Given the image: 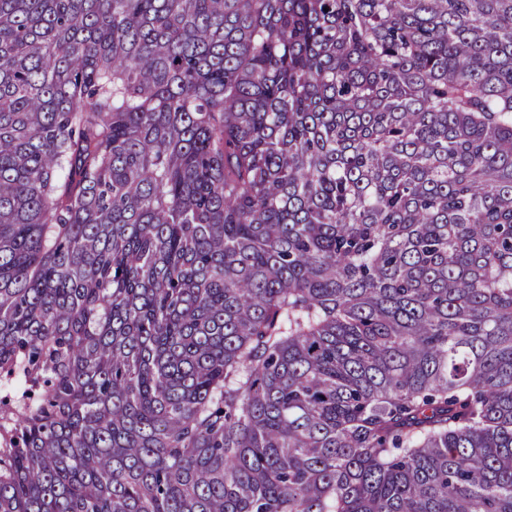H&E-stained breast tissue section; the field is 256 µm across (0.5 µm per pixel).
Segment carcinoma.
<instances>
[{"instance_id": "obj_1", "label": "carcinoma", "mask_w": 512, "mask_h": 512, "mask_svg": "<svg viewBox=\"0 0 512 512\" xmlns=\"http://www.w3.org/2000/svg\"><path fill=\"white\" fill-rule=\"evenodd\" d=\"M0 512H512V0H0Z\"/></svg>"}]
</instances>
